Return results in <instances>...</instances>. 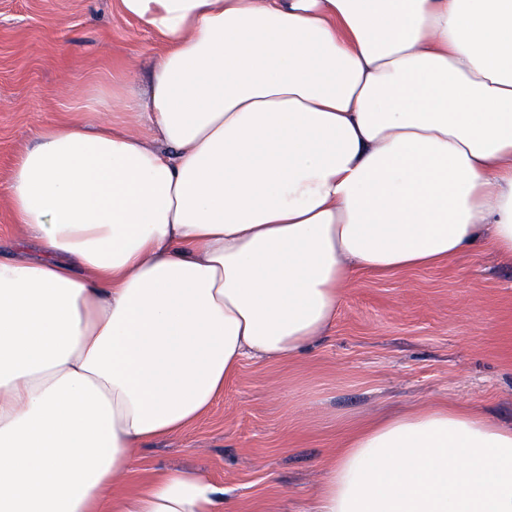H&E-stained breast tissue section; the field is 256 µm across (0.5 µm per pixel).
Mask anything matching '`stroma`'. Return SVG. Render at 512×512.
<instances>
[{"mask_svg": "<svg viewBox=\"0 0 512 512\" xmlns=\"http://www.w3.org/2000/svg\"><path fill=\"white\" fill-rule=\"evenodd\" d=\"M157 50L117 0H0V253L17 250L3 197L19 152L42 126L91 118L92 88L145 91ZM437 403L512 424V259L483 246L356 274L326 338L285 364L245 362L198 423L139 449V475L196 470L233 512H307L346 432Z\"/></svg>", "mask_w": 512, "mask_h": 512, "instance_id": "35a3bbf8", "label": "stroma"}]
</instances>
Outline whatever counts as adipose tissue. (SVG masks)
Segmentation results:
<instances>
[{"instance_id":"adipose-tissue-1","label":"adipose tissue","mask_w":512,"mask_h":512,"mask_svg":"<svg viewBox=\"0 0 512 512\" xmlns=\"http://www.w3.org/2000/svg\"><path fill=\"white\" fill-rule=\"evenodd\" d=\"M160 50L146 116L63 120L6 204L0 512H224L207 476L125 486L245 359L328 335L363 269L512 256V0H118ZM314 512H512V426L437 404L331 454Z\"/></svg>"}]
</instances>
